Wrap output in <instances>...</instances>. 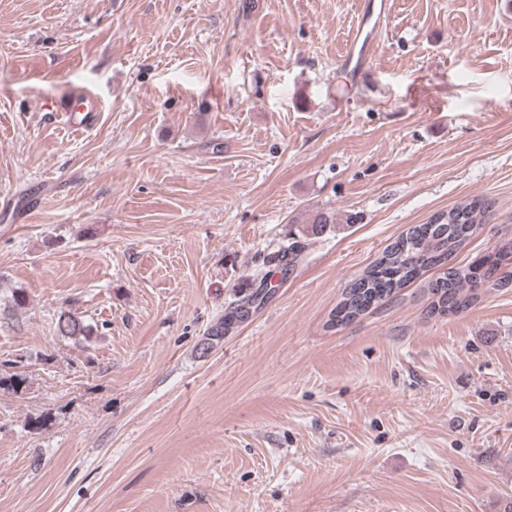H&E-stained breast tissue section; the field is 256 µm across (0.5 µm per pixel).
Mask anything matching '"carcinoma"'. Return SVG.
I'll list each match as a JSON object with an SVG mask.
<instances>
[{
  "instance_id": "carcinoma-1",
  "label": "carcinoma",
  "mask_w": 512,
  "mask_h": 512,
  "mask_svg": "<svg viewBox=\"0 0 512 512\" xmlns=\"http://www.w3.org/2000/svg\"><path fill=\"white\" fill-rule=\"evenodd\" d=\"M489 204L473 199L459 203L448 212L435 216L426 224H418L390 244L363 274L350 283L342 299L331 312V325H346L373 307L397 294L404 285L431 268H443L442 274L428 283L431 303L429 316L459 314L476 305L484 287L495 288L504 280L512 281V238L500 240L492 250L458 267L452 260L488 219ZM299 256L294 242L280 249L272 258L281 275L292 270ZM264 280L246 292L234 294L224 313L205 331L200 352L210 351L224 341V336L248 322L270 299L271 289ZM56 333L80 339L91 335L92 326L68 311L61 312L55 322Z\"/></svg>"
}]
</instances>
